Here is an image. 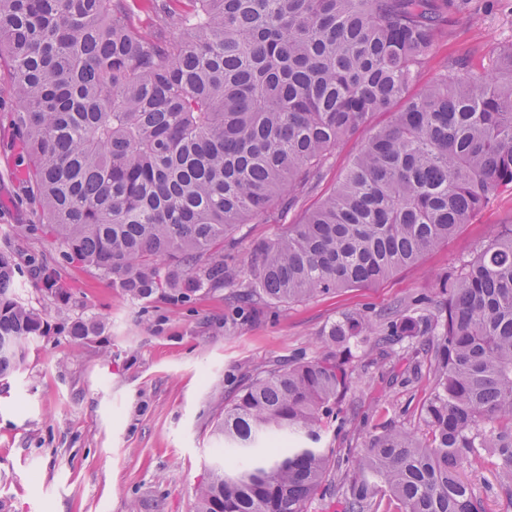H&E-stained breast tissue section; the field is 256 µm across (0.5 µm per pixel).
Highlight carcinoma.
Here are the masks:
<instances>
[{
    "label": "carcinoma",
    "mask_w": 512,
    "mask_h": 512,
    "mask_svg": "<svg viewBox=\"0 0 512 512\" xmlns=\"http://www.w3.org/2000/svg\"><path fill=\"white\" fill-rule=\"evenodd\" d=\"M0 0V63L17 103L27 184L65 260L134 301H187L229 284L252 312L364 288L413 269L512 191V45L492 69L421 71L450 14L472 0ZM379 113L332 193L250 253L237 281L226 233L321 178L336 146ZM53 300L70 288L41 267ZM0 252V377L48 334ZM379 315L350 312L312 360L248 371L217 424L224 443L290 447L234 474L214 469L196 512H307L332 462L317 448L349 388L355 350L393 343L430 363L419 415L430 438L385 419L342 475L343 512H484L463 466L489 463L512 500V225L470 260ZM101 321L74 319L78 347Z\"/></svg>",
    "instance_id": "1"
}]
</instances>
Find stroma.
I'll return each instance as SVG.
<instances>
[{
    "label": "stroma",
    "instance_id": "1",
    "mask_svg": "<svg viewBox=\"0 0 512 512\" xmlns=\"http://www.w3.org/2000/svg\"><path fill=\"white\" fill-rule=\"evenodd\" d=\"M511 43L512 0H480L475 11L449 16L448 35L424 77L458 62L483 73L492 50ZM15 109L11 85L0 78V251L55 268L73 298L57 310L37 275L20 282L23 298L46 310L53 332L28 346L21 371L0 378V512H196L197 490L211 470L241 465L234 451H221L212 430L250 366L318 356L324 326L351 311H388L470 259L497 225H512V192L503 189L414 269L368 288L272 306L257 317L238 306L232 285L186 303L134 302L94 269L63 260L52 238L18 232L38 218L14 176ZM383 121L375 116L341 141L320 181L293 202H279L267 217L231 232L240 279L248 277L253 245L313 210ZM81 316L98 317L104 327L76 348L62 328ZM375 355L361 352L339 418L324 429L322 445L334 458L362 446L380 417L420 428L416 407L431 388L429 376L401 386L392 376L405 361L377 368L370 364Z\"/></svg>",
    "mask_w": 512,
    "mask_h": 512
}]
</instances>
